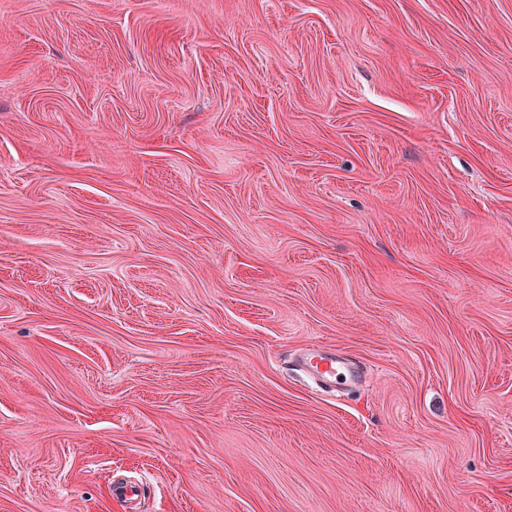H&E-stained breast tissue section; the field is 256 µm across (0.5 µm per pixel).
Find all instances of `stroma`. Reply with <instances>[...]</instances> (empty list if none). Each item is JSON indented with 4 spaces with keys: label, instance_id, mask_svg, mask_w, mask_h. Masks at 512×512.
<instances>
[{
    "label": "stroma",
    "instance_id": "stroma-1",
    "mask_svg": "<svg viewBox=\"0 0 512 512\" xmlns=\"http://www.w3.org/2000/svg\"><path fill=\"white\" fill-rule=\"evenodd\" d=\"M122 483L512 512V0H0V512ZM302 371L318 384L336 391V386H346L355 380V372L344 359L307 348L300 358Z\"/></svg>",
    "mask_w": 512,
    "mask_h": 512
}]
</instances>
